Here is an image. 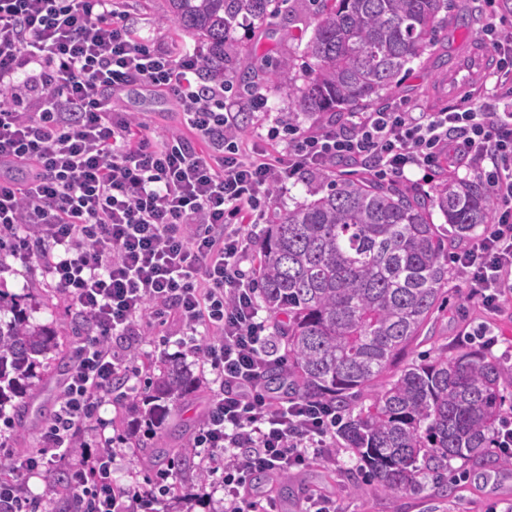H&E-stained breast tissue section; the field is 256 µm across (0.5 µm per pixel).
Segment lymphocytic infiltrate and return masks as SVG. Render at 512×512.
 Segmentation results:
<instances>
[{"mask_svg":"<svg viewBox=\"0 0 512 512\" xmlns=\"http://www.w3.org/2000/svg\"><path fill=\"white\" fill-rule=\"evenodd\" d=\"M201 52L158 47L126 21V0H0V253L40 262L58 293L92 330L81 337L61 401L25 459L0 472V512H28L29 476L66 456L83 425L131 368L120 344L144 316L176 313L189 351L216 371L206 417L192 447L222 470L224 512H274L255 497L257 472L287 474L327 458L336 410L327 402L276 398L263 384L270 362L268 319L256 274L243 269L248 223L264 219L274 191L301 169L380 165L382 174L434 165L441 157L475 171L495 205L494 222L456 262L484 307L512 296V112H484L471 95L448 110L360 112L350 131L288 126V152L269 158L237 136L227 109L230 82L199 85ZM171 94L185 125L156 139L111 91L131 84ZM115 451L82 456L68 487L78 512H155L173 485L149 490L112 479Z\"/></svg>","mask_w":512,"mask_h":512,"instance_id":"f902f5d3","label":"lymphocytic infiltrate"}]
</instances>
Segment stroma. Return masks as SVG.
<instances>
[{
  "mask_svg": "<svg viewBox=\"0 0 512 512\" xmlns=\"http://www.w3.org/2000/svg\"><path fill=\"white\" fill-rule=\"evenodd\" d=\"M440 17L432 47L400 74L395 86L379 92L374 108L402 106L413 112H437L450 106V99L441 91L449 62L456 60L466 43H485L483 31L488 23L512 29V2L507 5L503 0H453ZM127 21L158 43L182 42L202 50L207 47L196 36L175 35L166 0H129ZM314 27V13L308 0H281L278 10L261 19L240 14L229 34L225 78L237 86L245 67L267 70L272 64L285 61L297 84H305L315 64L305 54ZM266 97L264 110H251L243 98L237 100L234 109L240 114L237 125L243 142L265 148L275 156L286 150L284 138L274 139L269 135L270 129L280 122H289L304 131L327 126L345 130L353 122L347 110L334 116L303 112L284 89L267 91ZM112 101L121 110L139 114L158 134L189 133L177 105L167 95L153 91L144 102L137 86L132 85L117 91ZM4 264L0 258V298L20 303L26 308L30 322L53 327L63 353L73 355L80 336L89 333V324L58 295L40 266L17 273L5 269ZM139 330L132 359L141 372L125 380L106 400L100 409L102 425L85 430L81 436L84 450L95 454L103 444L128 434L138 416L144 381L159 375L169 362H181L198 379L197 389L174 404L169 424L148 437L147 448L119 449L112 477L121 484L136 481L146 487L158 470L169 467L176 477L177 491L165 502L164 512H221L224 492L219 485L220 478L211 475L205 485H198L194 474L205 463L189 446L206 414L209 398L219 386L217 375L200 357L182 346L186 329L176 314H168L161 322L143 319ZM437 349L452 355L462 350H477L511 367L512 300L504 302L499 309H486L473 297L469 282L459 272H452L447 303L411 345L404 360L411 363ZM54 363L53 356L42 359L40 375L33 378L25 397L28 409L24 416L12 419L8 453L36 447L42 428L50 420V412L58 409L63 378L54 372ZM170 448L185 449L187 465H169L166 451ZM69 466V460L59 459L30 479V497L39 502V512H74L72 500L61 484ZM357 471L354 453L341 446L332 466L316 460L290 473L287 482L272 477L252 481L251 487L254 492L271 497L277 512H301L304 495L310 490L332 500L336 512H512V468L505 470L456 458L448 463L452 478L448 495L429 489L415 497L382 491L357 478Z\"/></svg>",
  "mask_w": 512,
  "mask_h": 512,
  "instance_id": "35a3bbf8",
  "label": "stroma"
}]
</instances>
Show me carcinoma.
<instances>
[{"label":"carcinoma","instance_id":"carcinoma-1","mask_svg":"<svg viewBox=\"0 0 512 512\" xmlns=\"http://www.w3.org/2000/svg\"><path fill=\"white\" fill-rule=\"evenodd\" d=\"M175 30L209 44L207 67L224 63L226 37L242 11L261 17L272 0H167ZM307 54L314 77L296 86L290 65L266 79L286 87L304 112L365 108L433 44L449 0H312ZM326 191L278 214L257 244L260 295L285 365L265 374L271 389L322 400L340 414L337 434L360 473L378 488L418 496L448 492V460L509 461L489 453L512 416V372L477 351H442L401 368L398 360L442 305L459 241L485 232L493 200L479 181L449 178L427 195L379 180L322 174ZM445 219L433 223L434 210ZM0 408H25L24 381L38 357L59 353L54 330L0 300ZM176 362L143 394L147 435L170 405L194 392ZM19 401L12 402L13 398Z\"/></svg>","mask_w":512,"mask_h":512}]
</instances>
